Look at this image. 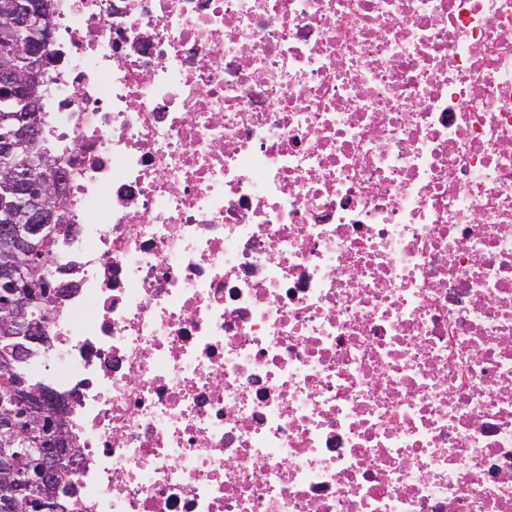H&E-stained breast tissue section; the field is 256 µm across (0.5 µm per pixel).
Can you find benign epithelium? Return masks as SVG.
<instances>
[{
    "label": "benign epithelium",
    "instance_id": "7a95c632",
    "mask_svg": "<svg viewBox=\"0 0 512 512\" xmlns=\"http://www.w3.org/2000/svg\"><path fill=\"white\" fill-rule=\"evenodd\" d=\"M11 15L7 32L0 35V123L11 128L0 135V171L13 199L0 195V341L7 342L0 354V377L13 373L14 363L29 357L52 339L42 321L30 320L27 310L39 293L30 257L51 238L46 229L60 212L59 187L54 176L34 173L49 167L38 150L41 129L37 120L36 89L43 84L49 63L50 31L41 16L39 0H9ZM26 66L18 71L15 59ZM65 401L51 390L31 391L22 380L0 397V512H55L56 479L60 470L75 459L77 450L66 434ZM36 438L37 448L28 453L26 470H19L18 437Z\"/></svg>",
    "mask_w": 512,
    "mask_h": 512
}]
</instances>
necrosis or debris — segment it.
<instances>
[{"label":"necrosis or debris","instance_id":"necrosis-or-debris-1","mask_svg":"<svg viewBox=\"0 0 512 512\" xmlns=\"http://www.w3.org/2000/svg\"><path fill=\"white\" fill-rule=\"evenodd\" d=\"M65 512H512V0H54Z\"/></svg>","mask_w":512,"mask_h":512}]
</instances>
